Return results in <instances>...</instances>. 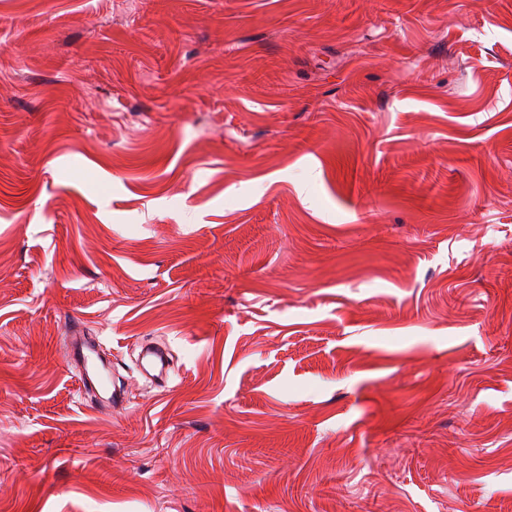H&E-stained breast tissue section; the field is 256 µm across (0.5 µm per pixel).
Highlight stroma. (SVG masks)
Segmentation results:
<instances>
[{"label":"stroma","mask_w":512,"mask_h":512,"mask_svg":"<svg viewBox=\"0 0 512 512\" xmlns=\"http://www.w3.org/2000/svg\"><path fill=\"white\" fill-rule=\"evenodd\" d=\"M0 512H512V0H0ZM68 358L80 368L82 387H99L108 391V374L104 364L98 363V352L86 336H69ZM170 368L169 353L153 343L140 346L138 369L147 378L159 386H165Z\"/></svg>","instance_id":"obj_1"}]
</instances>
